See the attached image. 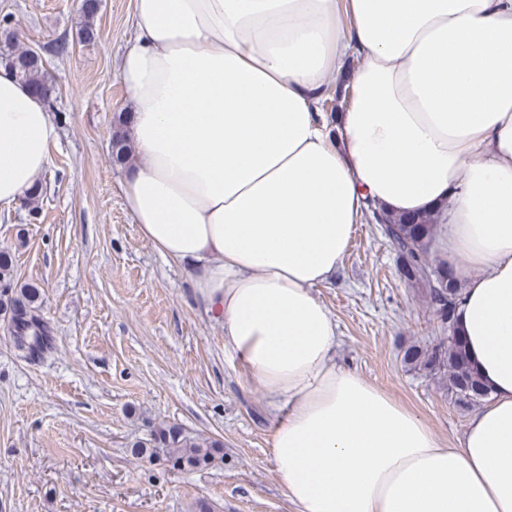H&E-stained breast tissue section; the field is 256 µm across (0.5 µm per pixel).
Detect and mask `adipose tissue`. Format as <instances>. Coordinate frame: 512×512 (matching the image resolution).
I'll return each mask as SVG.
<instances>
[{
  "label": "adipose tissue",
  "mask_w": 512,
  "mask_h": 512,
  "mask_svg": "<svg viewBox=\"0 0 512 512\" xmlns=\"http://www.w3.org/2000/svg\"><path fill=\"white\" fill-rule=\"evenodd\" d=\"M132 19L125 204L283 404L270 448L295 512H512V0H133ZM354 57L331 132L321 94ZM57 143L0 65V207ZM373 205L437 213L464 282L489 399L459 447L336 361L315 290Z\"/></svg>",
  "instance_id": "1"
}]
</instances>
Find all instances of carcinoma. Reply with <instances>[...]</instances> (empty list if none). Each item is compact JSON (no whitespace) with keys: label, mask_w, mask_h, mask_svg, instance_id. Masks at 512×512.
Here are the masks:
<instances>
[{"label":"carcinoma","mask_w":512,"mask_h":512,"mask_svg":"<svg viewBox=\"0 0 512 512\" xmlns=\"http://www.w3.org/2000/svg\"><path fill=\"white\" fill-rule=\"evenodd\" d=\"M5 60L8 65L16 62L17 75L30 88H45L46 97H51L49 75L43 60L30 57L27 49L13 50L5 55ZM345 94V83H337L333 93H322L320 107L329 104L330 112H337ZM121 126H126L124 115L118 117L110 137L111 158L117 166L126 164L131 151L124 132L119 130ZM373 217L397 253L401 276L412 287L424 290L437 319L448 325L447 342L425 350L410 348L405 352L404 360L434 373L447 374L449 389L462 402H475L488 396L466 355L462 336L456 329L454 308L459 295L457 283L445 265H435L430 259L436 216L430 213L389 215L376 208ZM12 271L10 254L0 252V292L5 294L0 305L12 311L10 333L14 336L17 350L26 360L36 362L52 349L53 336L37 314L39 289L23 286L13 291ZM132 448L150 461L162 457L173 468L183 472L204 469L224 459V445L221 442L193 436L176 425L152 430L148 438L134 442Z\"/></svg>","instance_id":"1"}]
</instances>
